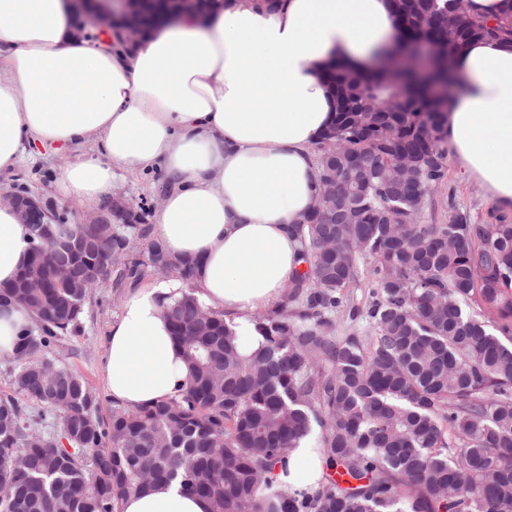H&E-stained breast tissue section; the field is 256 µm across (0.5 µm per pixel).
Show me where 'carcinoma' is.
Here are the masks:
<instances>
[{"label":"carcinoma","mask_w":512,"mask_h":512,"mask_svg":"<svg viewBox=\"0 0 512 512\" xmlns=\"http://www.w3.org/2000/svg\"><path fill=\"white\" fill-rule=\"evenodd\" d=\"M403 18L428 17L424 43L448 67L418 74L403 57L367 72L331 62L325 72L343 110L317 142L316 193L335 176L341 196L296 225L309 268L285 300L254 317L257 349L192 287L165 306L188 368L178 394L131 410L104 402L53 347L77 328L90 291L147 229L141 212L112 215V228L83 224L49 252L33 241L26 272L50 288L9 297L37 332L18 336L16 388L51 415L70 448L41 438L11 396H0V512H120L126 497L179 481L212 512H512V217L474 224L448 200V222L417 224L445 181L448 99L430 83L461 88L456 53L468 42L512 43V0L486 20L462 0H400ZM151 243L147 261L122 276L167 265ZM169 276L188 284L184 258ZM365 288L364 307L354 289ZM366 315L370 330L338 335L340 318ZM338 475L313 494L273 485L270 473L313 434Z\"/></svg>","instance_id":"1"}]
</instances>
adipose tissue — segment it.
<instances>
[{
	"label": "adipose tissue",
	"instance_id": "adipose-tissue-1",
	"mask_svg": "<svg viewBox=\"0 0 512 512\" xmlns=\"http://www.w3.org/2000/svg\"><path fill=\"white\" fill-rule=\"evenodd\" d=\"M398 39L393 0H227L205 17L158 24L111 50L82 38L70 0H0V174L29 146L87 144L60 174L81 208L113 196L116 166L164 169L155 216L167 251L194 264L195 294L258 345L254 316L303 271L294 232L313 205L312 147L335 118L331 61L375 65ZM464 80L443 138L494 206L512 208V44L477 39L454 59ZM28 228L0 203V289L29 260ZM169 284L138 289L108 328L103 374L129 409L173 398L187 370L163 306ZM315 448H295L270 477L314 493L326 475ZM121 512H211L178 482L131 495Z\"/></svg>",
	"mask_w": 512,
	"mask_h": 512
}]
</instances>
